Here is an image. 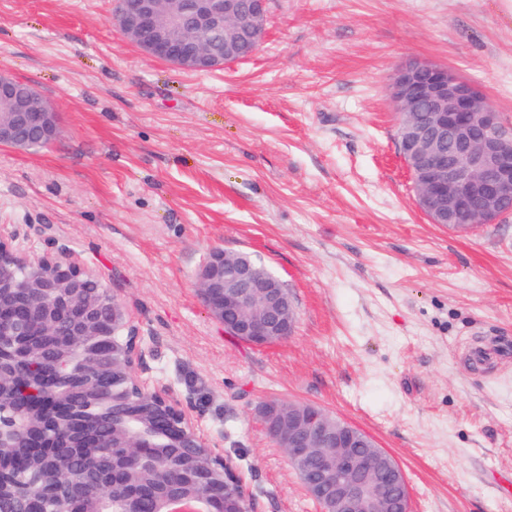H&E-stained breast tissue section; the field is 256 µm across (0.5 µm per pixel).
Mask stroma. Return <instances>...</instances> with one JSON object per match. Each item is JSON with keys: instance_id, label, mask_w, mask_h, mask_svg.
I'll return each instance as SVG.
<instances>
[{"instance_id": "35a3bbf8", "label": "stroma", "mask_w": 512, "mask_h": 512, "mask_svg": "<svg viewBox=\"0 0 512 512\" xmlns=\"http://www.w3.org/2000/svg\"><path fill=\"white\" fill-rule=\"evenodd\" d=\"M113 0H0V72L52 102L59 138L0 145V225L77 262L125 304L137 373L171 387L257 512H321L255 408L317 405L403 469L411 512H512V216L456 232L419 210L389 101L442 65L512 124V0H272L250 57L151 59ZM293 296L294 332L254 346L200 299L211 250ZM499 346L476 368L467 349Z\"/></svg>"}]
</instances>
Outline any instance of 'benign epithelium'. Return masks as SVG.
I'll use <instances>...</instances> for the list:
<instances>
[{
    "label": "benign epithelium",
    "instance_id": "7a95c632",
    "mask_svg": "<svg viewBox=\"0 0 512 512\" xmlns=\"http://www.w3.org/2000/svg\"><path fill=\"white\" fill-rule=\"evenodd\" d=\"M268 0H120L113 22L146 56L176 67L208 72L252 55L266 30ZM403 126L398 138L411 172L419 209L434 224L470 219L490 224L512 211V126L504 122L472 83L455 71L413 60L399 67L389 85ZM29 130L40 142L60 132L56 109L33 87L0 74V145L24 151ZM23 266V277L17 267ZM204 305L224 333L264 346L293 332L285 284L274 273L259 276L238 254L212 251L198 272ZM16 316L0 318L10 337L14 364L45 346L62 351L54 336H103L109 327H130L123 302L96 284L78 264L62 257L29 259L0 227V303ZM140 346L112 347V368L123 365L146 401L132 420L112 413L114 448H205L220 463L213 476L224 482L225 512H255L244 484L223 454L211 447L166 387L149 389L136 373ZM8 368L0 364V426L20 411L3 404ZM258 416L270 438L300 466L299 478L322 512H410L400 465L382 448L356 447L359 429L325 410L301 402H266ZM311 459L320 467L309 470ZM398 486L396 497L383 493Z\"/></svg>",
    "mask_w": 512,
    "mask_h": 512
}]
</instances>
